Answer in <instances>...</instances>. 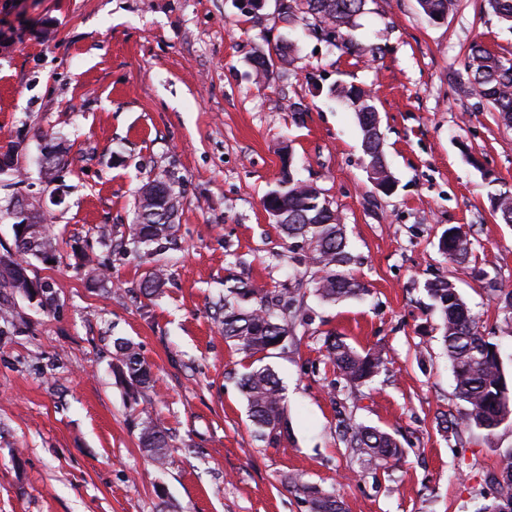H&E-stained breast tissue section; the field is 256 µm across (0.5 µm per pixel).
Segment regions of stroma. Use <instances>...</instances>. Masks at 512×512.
Listing matches in <instances>:
<instances>
[{
	"instance_id": "1",
	"label": "stroma",
	"mask_w": 512,
	"mask_h": 512,
	"mask_svg": "<svg viewBox=\"0 0 512 512\" xmlns=\"http://www.w3.org/2000/svg\"><path fill=\"white\" fill-rule=\"evenodd\" d=\"M293 61L266 85L249 57L262 42ZM512 58V28L486 0H455L430 21L417 0H367L345 43L242 0H0V146L23 147L20 192L43 201L59 236L49 282L55 311L10 299L0 319V512H307L286 475L334 493L345 512H478L512 450V419L493 433L443 431L458 416L440 320L427 281L453 280L496 337L512 375V329L502 299L438 249L463 227L476 263L512 290V225L490 195L512 187V128L455 82L471 44ZM371 90L396 181L377 191L354 112L331 86ZM72 146L63 190L41 181L42 136ZM289 146L298 178L340 211L366 295L336 303L307 294L315 319L287 352L264 355L287 389L289 431L257 436L237 386L252 357L225 343L213 317L224 279L272 288L298 269L263 207ZM166 174L185 190L168 280L145 298L147 263L113 256L108 291L92 288L74 247L98 251V225L124 229L137 188ZM379 348L385 373L369 395L332 386L322 340ZM131 340L156 380L121 382L112 341ZM172 435L165 466L139 446L140 423ZM393 434L403 456L361 469L341 421Z\"/></svg>"
}]
</instances>
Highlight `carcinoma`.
<instances>
[{
	"label": "carcinoma",
	"instance_id": "1",
	"mask_svg": "<svg viewBox=\"0 0 512 512\" xmlns=\"http://www.w3.org/2000/svg\"><path fill=\"white\" fill-rule=\"evenodd\" d=\"M489 7L505 23L512 25V0H487ZM424 15L437 22L448 12L453 0H418ZM366 0H286L278 12L290 22L303 20L327 36L343 35V29L353 27L364 12ZM288 61L289 47L277 45L255 48L251 62L254 73L264 82L275 79L277 68L272 56ZM466 80L464 92L489 103L499 121L512 128V59L496 55L480 44L470 47L464 62ZM330 93L350 103L356 112L362 132V150L372 170L370 180L377 190L390 194L395 182L389 174L382 149L380 119L370 93L355 86L337 85ZM58 156L41 178L55 181L54 169L68 168L69 149L56 143ZM184 196L175 190L171 179L164 175L143 184L134 200V217L127 231L116 238L112 226L94 228L98 243L112 251L127 249L136 256L152 259L177 244L176 221ZM496 217L512 224V189L491 195ZM264 209L273 210L280 232L304 251L300 263L305 270L292 287L269 289L253 279L231 274L224 281V303L215 306L216 319L224 340L250 355L288 348V341L297 331L311 324L305 308L307 287L325 303L357 297L366 292L363 283L353 277L347 267L351 262L345 224L337 209L317 187L294 178L292 171H283L278 187L270 191ZM15 247L4 250L3 256L13 259L22 269L30 261H53L58 252V239L48 226L40 224L38 236L25 234L14 238ZM443 258L457 266L473 256L472 241L459 226L443 230L439 239ZM167 270L155 265L139 284L142 295L152 297L165 285ZM0 288L10 294L39 291L42 298L36 306L52 310L57 299L51 285L32 279H20L12 272L0 270ZM425 290L442 317V343L452 367L456 396L465 403L454 426L463 425L493 433L505 420L512 418V381L504 372L499 346L482 334L476 317L463 299L455 283L435 279L425 283ZM326 357L339 372L345 386L359 389L373 384L387 370L386 358L380 351L358 350L344 337L332 332L324 338ZM114 359L119 377L142 390L154 389L155 380L138 347L130 340L114 342ZM244 394L249 417L259 437L271 443L278 441L287 429V396L282 381L268 365L249 368L238 379ZM346 445L364 467L381 468L398 461L403 454L398 440L378 427L353 424L343 433ZM170 435L162 423L151 417L141 423L140 446L157 463L164 464L169 456ZM495 484L491 503L477 512H512V452L500 461V476ZM288 490L302 498L310 512H343V502L335 494L307 483L299 476L285 480Z\"/></svg>",
	"mask_w": 512,
	"mask_h": 512
}]
</instances>
